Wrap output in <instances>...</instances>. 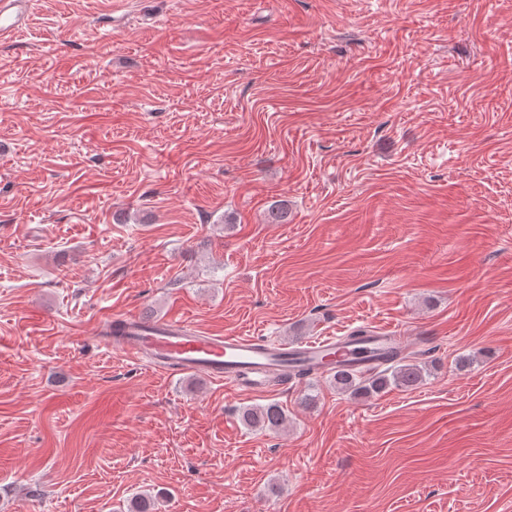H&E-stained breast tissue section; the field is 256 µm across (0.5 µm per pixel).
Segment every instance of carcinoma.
<instances>
[{"label":"carcinoma","mask_w":512,"mask_h":512,"mask_svg":"<svg viewBox=\"0 0 512 512\" xmlns=\"http://www.w3.org/2000/svg\"><path fill=\"white\" fill-rule=\"evenodd\" d=\"M268 223H288V205L282 201L273 202L268 208ZM386 363L388 367L370 376L359 375L355 370L338 369L333 376L336 388L351 395L370 396L391 388L408 389L422 381L423 368L404 362V357L391 356ZM241 420L251 428L276 430L283 425L286 415L279 404L269 403L244 409Z\"/></svg>","instance_id":"1"}]
</instances>
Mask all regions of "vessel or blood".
<instances>
[{
  "label": "vessel or blood",
  "mask_w": 512,
  "mask_h": 512,
  "mask_svg": "<svg viewBox=\"0 0 512 512\" xmlns=\"http://www.w3.org/2000/svg\"><path fill=\"white\" fill-rule=\"evenodd\" d=\"M29 0H0V38L18 33L26 20ZM130 336L123 343L132 359L151 353L164 367L201 372L224 380L235 389L262 394L288 387L296 379L288 356L327 372L329 365L355 370L379 366L378 353L391 346L402 351L406 340L398 331H371L368 341L351 343L335 337L305 342H269L254 336H203L173 321L141 320L127 316Z\"/></svg>",
  "instance_id": "vessel-or-blood-1"
}]
</instances>
